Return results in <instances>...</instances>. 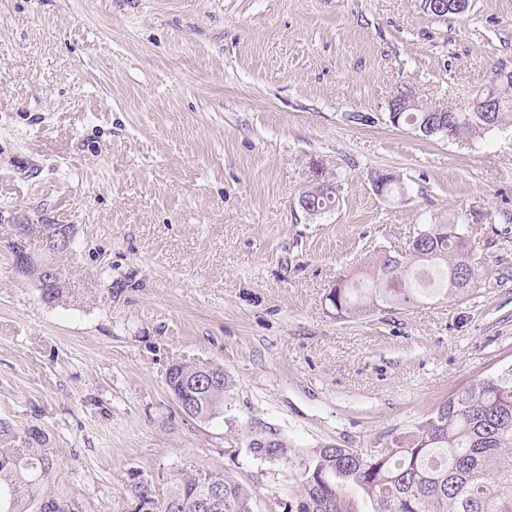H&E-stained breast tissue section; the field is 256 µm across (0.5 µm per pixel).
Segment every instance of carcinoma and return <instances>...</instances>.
<instances>
[{"label":"carcinoma","instance_id":"1","mask_svg":"<svg viewBox=\"0 0 512 512\" xmlns=\"http://www.w3.org/2000/svg\"><path fill=\"white\" fill-rule=\"evenodd\" d=\"M414 107L400 123L422 130L433 120L430 106L407 94ZM490 100L494 112H449L437 137L460 139L482 134L489 127L512 123V70L494 71L489 86L475 101ZM384 196L403 195L390 173L372 178ZM304 194L325 213L339 202L337 192L317 183ZM468 236L458 224H430L409 240L402 253H382L368 269L337 281L326 300L340 318L366 310H397L435 294L469 290L477 274L470 260ZM209 367L175 362L166 383L185 415L200 421L223 412L229 385L224 368L206 376ZM248 450L261 461H291L285 442L273 433L250 436ZM59 465L49 434L39 425L17 426L0 419V504L9 512H82L78 500L55 492L51 476ZM300 500L283 512H355L346 499L354 487L374 512H512V368L480 380L448 400L415 430L374 451L326 446L312 450L300 462ZM157 481L140 471L127 473L116 512H207L204 499L216 484L224 488L217 512H254L251 490L222 470L189 464Z\"/></svg>","mask_w":512,"mask_h":512}]
</instances>
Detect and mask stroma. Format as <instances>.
<instances>
[{"label": "stroma", "instance_id": "35a3bbf8", "mask_svg": "<svg viewBox=\"0 0 512 512\" xmlns=\"http://www.w3.org/2000/svg\"><path fill=\"white\" fill-rule=\"evenodd\" d=\"M498 66L512 0H0V418L49 432L55 488L115 512L128 471L196 462L282 512L312 449L389 442L511 367L512 126L454 141L386 118L406 91L469 111ZM316 160L341 190L311 216ZM15 212L76 225L65 301L17 270L14 244L44 254ZM427 224L463 225L474 288L337 318L339 277ZM175 362L223 366L218 418L182 413ZM261 429L289 462L253 458Z\"/></svg>", "mask_w": 512, "mask_h": 512}]
</instances>
